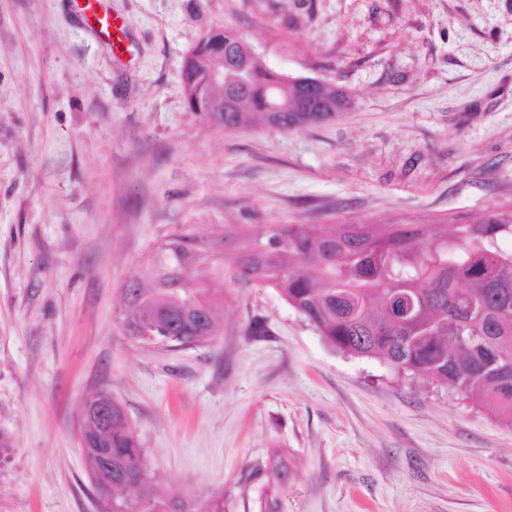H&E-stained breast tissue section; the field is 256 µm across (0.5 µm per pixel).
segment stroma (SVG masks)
Returning <instances> with one entry per match:
<instances>
[{"label":"stroma","mask_w":512,"mask_h":512,"mask_svg":"<svg viewBox=\"0 0 512 512\" xmlns=\"http://www.w3.org/2000/svg\"><path fill=\"white\" fill-rule=\"evenodd\" d=\"M0 0V512H101L83 401L126 410L160 491L224 512H512V427L452 387L330 346L276 291L224 298L189 347L117 314L172 233L228 224H469L512 203V0ZM232 28L268 67L351 100L282 131L186 104L195 43ZM266 333L247 335L253 319ZM288 461L276 483L265 464ZM106 0H76L77 7L97 35L113 48L123 42L124 28L121 19L106 8Z\"/></svg>","instance_id":"stroma-1"}]
</instances>
